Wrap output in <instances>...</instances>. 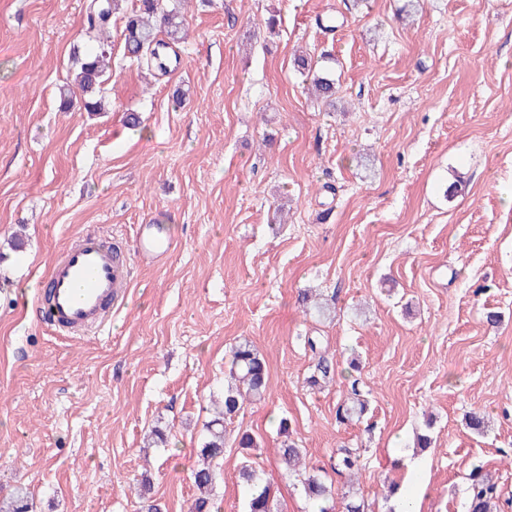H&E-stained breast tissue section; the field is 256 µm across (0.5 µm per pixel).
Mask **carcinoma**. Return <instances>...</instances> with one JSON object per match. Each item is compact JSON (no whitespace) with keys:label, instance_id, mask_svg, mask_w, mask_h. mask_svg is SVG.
<instances>
[{"label":"carcinoma","instance_id":"obj_1","mask_svg":"<svg viewBox=\"0 0 512 512\" xmlns=\"http://www.w3.org/2000/svg\"><path fill=\"white\" fill-rule=\"evenodd\" d=\"M122 0H91L87 6L84 23V37L87 49L83 57L76 60V69L68 82L59 88L60 109L69 112L75 101H80L88 112H101L103 105L95 98L97 88L103 77L112 72V42L109 26L112 15L119 9ZM170 0H138V5L124 16V54L138 67L149 72H167L169 59L158 53L157 46L166 45L158 38L165 33L169 40L178 42L186 36V18L179 8L169 6ZM297 66L314 76V92L328 102L336 96L334 79L319 74L312 62L299 58ZM305 345L314 355L316 363L308 377L311 387H321L331 382L335 376V367L322 354V341L318 336L305 337ZM232 367L224 387L222 405L216 407L214 418L206 424L207 438L201 449L203 459L209 461L224 454V423L235 416L247 402H256L265 398L268 392V368L265 359L248 341L240 342L231 349ZM368 397L352 386L350 395L339 405L336 415L345 423L360 419L367 410ZM278 431L286 437L282 443L281 456L288 469L300 466L301 452L296 444L289 440L287 420L279 422ZM360 449L341 447L336 450L330 468L336 476L354 477L358 473ZM302 491L309 502L318 508V512H335L336 488L321 469H312L299 474ZM196 487L203 492L197 498L189 512H210L212 504L205 493L212 491L215 473L208 464L197 468L193 475ZM241 483L248 488L247 512H277V504L269 485L261 482L256 470L245 465L239 471ZM137 496L142 500L144 512H163V506L152 499L151 480L143 475L135 487ZM497 496V486L488 477L475 471L469 488L467 512H491L493 499ZM0 512H28L27 496L23 489H17L13 500L0 505Z\"/></svg>","mask_w":512,"mask_h":512}]
</instances>
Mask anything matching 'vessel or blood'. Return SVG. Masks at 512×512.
<instances>
[{"mask_svg":"<svg viewBox=\"0 0 512 512\" xmlns=\"http://www.w3.org/2000/svg\"><path fill=\"white\" fill-rule=\"evenodd\" d=\"M173 247V241L156 235L151 225H140L139 260L161 259ZM49 286L48 297L40 305L42 323L68 335H96L110 326L113 309L128 295L130 261L114 251L104 235L88 232L53 264Z\"/></svg>","mask_w":512,"mask_h":512,"instance_id":"obj_1","label":"vessel or blood"}]
</instances>
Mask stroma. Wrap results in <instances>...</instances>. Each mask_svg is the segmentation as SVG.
Returning a JSON list of instances; mask_svg holds the SVG:
<instances>
[{
	"label": "stroma",
	"instance_id": "stroma-1",
	"mask_svg": "<svg viewBox=\"0 0 512 512\" xmlns=\"http://www.w3.org/2000/svg\"><path fill=\"white\" fill-rule=\"evenodd\" d=\"M182 10L174 71L132 64L113 15L107 111L63 112L85 0H0V498L22 487L30 512H139L146 471L168 512H188L210 399L247 338L270 385L225 424L221 512H245L246 464L279 512H309L281 460L283 418L307 466L360 449L354 488L372 512H391L407 457L422 463V512H466L477 465L512 512V0ZM300 54L326 60L335 106L309 94ZM141 224L175 249L133 263L104 334L39 322L40 283L77 236L131 251ZM306 289L334 301L330 318L305 314ZM308 336L336 364L318 391L305 385ZM356 375L369 410L342 424ZM471 412L483 433L467 428ZM155 426L167 442L144 448ZM244 431L257 448H238ZM426 431L432 446L415 447Z\"/></svg>",
	"mask_w": 512,
	"mask_h": 512
}]
</instances>
